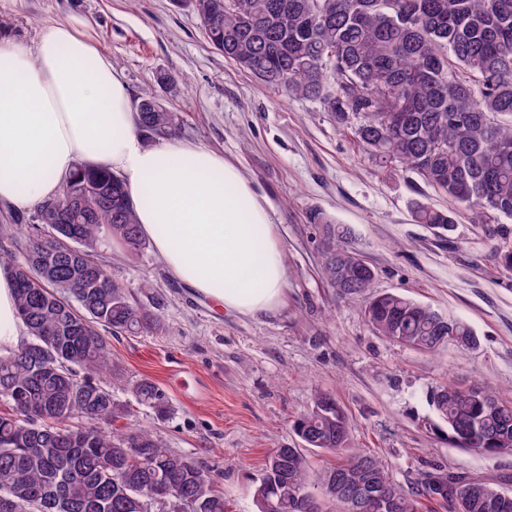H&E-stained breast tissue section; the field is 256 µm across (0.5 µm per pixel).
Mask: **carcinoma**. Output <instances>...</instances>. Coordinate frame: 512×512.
Here are the masks:
<instances>
[{
	"instance_id": "1",
	"label": "carcinoma",
	"mask_w": 512,
	"mask_h": 512,
	"mask_svg": "<svg viewBox=\"0 0 512 512\" xmlns=\"http://www.w3.org/2000/svg\"><path fill=\"white\" fill-rule=\"evenodd\" d=\"M192 0L209 44L263 84L319 103L364 155L389 174L412 171L464 208L475 224L512 220V0ZM147 138H174L178 114L153 98L139 102ZM414 221L440 228L453 212L417 203ZM324 275L341 296L365 293L373 275L347 266V228L315 215ZM50 235L43 234L44 230ZM512 267L509 232L498 226ZM108 235L137 255L146 241L124 180L105 168H80L57 195L38 201L23 260L0 255L29 339L0 356V512H227L224 494L193 457L169 450L146 428L102 430L91 419L128 418L132 409L104 379L112 365L107 336L154 334L161 321L130 300L96 257ZM375 333L436 352L474 336L403 295L372 297L364 311ZM136 402L163 418L166 392L134 384ZM437 421L459 448L512 453V406L487 387L448 382L429 394ZM80 417L84 426L68 424ZM302 448H279L254 489L258 512H422L432 502L455 512H501L497 486L423 472L414 486L394 482L371 454L349 446L346 416L329 393L293 421ZM306 448L339 462L309 489Z\"/></svg>"
}]
</instances>
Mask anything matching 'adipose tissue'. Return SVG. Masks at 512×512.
I'll return each mask as SVG.
<instances>
[{
	"instance_id": "adipose-tissue-1",
	"label": "adipose tissue",
	"mask_w": 512,
	"mask_h": 512,
	"mask_svg": "<svg viewBox=\"0 0 512 512\" xmlns=\"http://www.w3.org/2000/svg\"><path fill=\"white\" fill-rule=\"evenodd\" d=\"M110 59L66 24L35 50L0 39V204L54 196L78 166L121 174L140 229L175 280L243 316L277 309L286 269L271 205L222 154L169 139L144 141ZM23 324L0 272V356Z\"/></svg>"
}]
</instances>
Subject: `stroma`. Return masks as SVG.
Returning a JSON list of instances; mask_svg holds the SVG:
<instances>
[{
    "mask_svg": "<svg viewBox=\"0 0 512 512\" xmlns=\"http://www.w3.org/2000/svg\"><path fill=\"white\" fill-rule=\"evenodd\" d=\"M58 22L111 60L133 102L152 97L180 113V140L240 167L273 207L287 273L277 311L243 316L174 280L154 248L130 256L103 245L113 277L163 324L153 336L113 340L107 384L129 403L133 384L150 379L172 406L164 419L136 406L111 430L150 429L199 460L229 512H257L253 487L268 456L300 447L292 422L323 390L346 414L351 447L377 455L403 487L439 469L512 490V454L459 449L425 426L435 417L428 392L451 380L493 388L512 404V268L488 225L412 172H381L318 103L269 89L225 59L173 0H0V36L28 49ZM161 72L181 95L163 91ZM418 202L453 210V227L416 223ZM317 212L350 229L349 246L375 273L370 295L399 293L464 322L476 344L428 353L375 334L364 315L369 295L337 297L323 276Z\"/></svg>",
    "mask_w": 512,
    "mask_h": 512,
    "instance_id": "1",
    "label": "stroma"
}]
</instances>
